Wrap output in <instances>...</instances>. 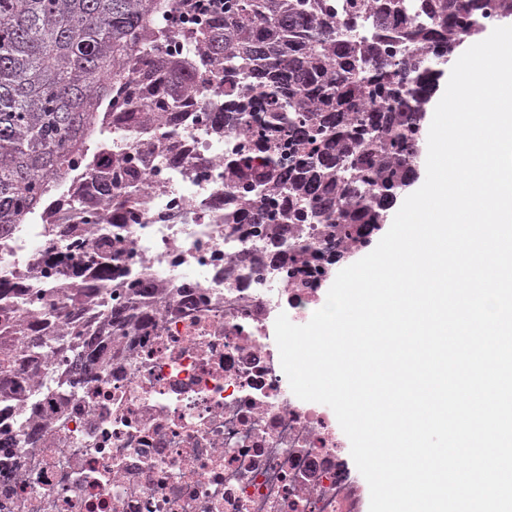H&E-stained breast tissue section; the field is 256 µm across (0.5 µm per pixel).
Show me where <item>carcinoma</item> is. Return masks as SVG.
<instances>
[{
	"instance_id": "cac0c4a2",
	"label": "carcinoma",
	"mask_w": 512,
	"mask_h": 512,
	"mask_svg": "<svg viewBox=\"0 0 512 512\" xmlns=\"http://www.w3.org/2000/svg\"><path fill=\"white\" fill-rule=\"evenodd\" d=\"M169 0H0V237L41 204L46 182L66 175L84 148L110 84L128 99L142 91L133 72L152 51L153 28ZM224 24L199 32L212 60L224 66V111L204 113L225 130L258 129L254 149L224 161V196H250L249 234L266 239L272 266L312 287L329 279L340 258L366 246L387 211L415 176L414 148L425 106L442 75L439 57L460 39L512 16V0H418V21L405 24L410 0H348L339 20L321 0H210ZM377 19L368 36L354 19ZM203 69L165 62L162 88L141 125L158 126ZM252 83L238 92L239 79ZM129 161L92 172L112 212L123 209L121 189L142 180ZM118 252L106 233L82 267L48 250L43 264L72 276L59 316L95 298L117 278ZM127 300L107 311L117 336L147 326L144 298L152 280L121 282ZM41 348L71 351L84 370L99 352L69 336H47L43 322L19 329L0 355L23 368Z\"/></svg>"
}]
</instances>
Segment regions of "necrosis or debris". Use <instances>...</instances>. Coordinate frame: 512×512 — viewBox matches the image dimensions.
<instances>
[{"mask_svg": "<svg viewBox=\"0 0 512 512\" xmlns=\"http://www.w3.org/2000/svg\"><path fill=\"white\" fill-rule=\"evenodd\" d=\"M188 0H173L157 51L199 63ZM104 110L87 151L53 182L41 216L0 239V274L23 289L7 300L8 323L40 315L38 295L65 293L64 273L41 263L50 248L89 250L98 236L85 208L105 210L90 169L120 158L139 163L134 219L120 239L123 279L154 280L156 313L146 335L116 337L101 297L46 320L101 350L93 378L57 384L63 351L36 353L22 377L26 402L0 412V429L37 425V439L0 449V512H367L366 483L326 405L298 399L282 369L275 321L309 322L319 289L298 288L268 263L258 239L224 226V159L254 147L250 129L206 123L224 109L220 65L185 93L174 119L142 131L113 122L123 94ZM192 287L201 304H186ZM7 323V325H8ZM0 325V334H7Z\"/></svg>", "mask_w": 512, "mask_h": 512, "instance_id": "obj_1", "label": "necrosis or debris"}]
</instances>
